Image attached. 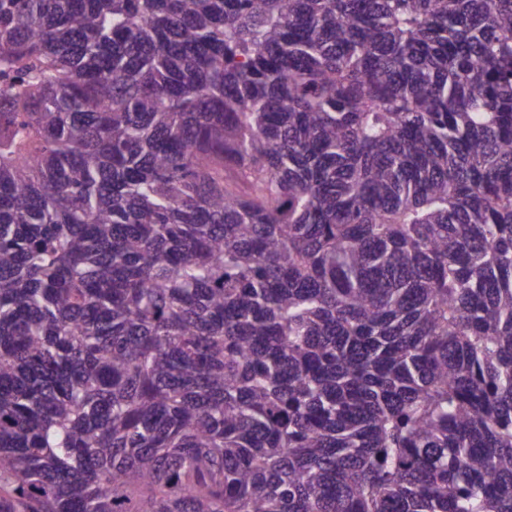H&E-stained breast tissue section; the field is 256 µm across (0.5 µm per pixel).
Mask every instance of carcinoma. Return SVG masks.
Returning a JSON list of instances; mask_svg holds the SVG:
<instances>
[{
  "instance_id": "carcinoma-1",
  "label": "carcinoma",
  "mask_w": 512,
  "mask_h": 512,
  "mask_svg": "<svg viewBox=\"0 0 512 512\" xmlns=\"http://www.w3.org/2000/svg\"><path fill=\"white\" fill-rule=\"evenodd\" d=\"M0 512H512V0H0Z\"/></svg>"
}]
</instances>
